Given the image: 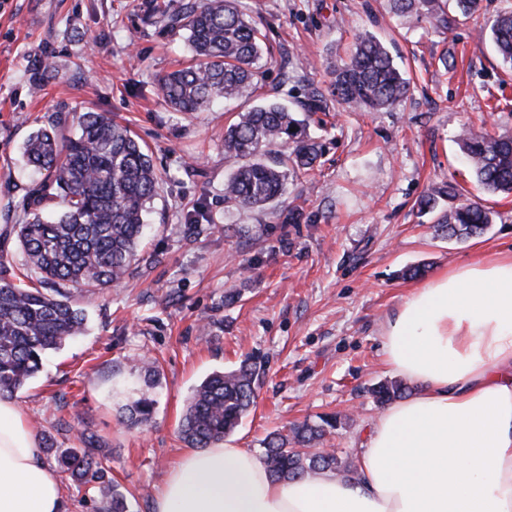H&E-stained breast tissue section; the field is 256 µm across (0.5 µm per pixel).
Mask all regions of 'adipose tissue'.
<instances>
[{"label":"adipose tissue","instance_id":"obj_1","mask_svg":"<svg viewBox=\"0 0 512 512\" xmlns=\"http://www.w3.org/2000/svg\"><path fill=\"white\" fill-rule=\"evenodd\" d=\"M385 362L417 385L386 406L357 474L276 480L248 448L187 450L154 512H512V254L415 288L382 330ZM0 512H69L18 404L0 398Z\"/></svg>","mask_w":512,"mask_h":512}]
</instances>
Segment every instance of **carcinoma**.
<instances>
[{
	"mask_svg": "<svg viewBox=\"0 0 512 512\" xmlns=\"http://www.w3.org/2000/svg\"><path fill=\"white\" fill-rule=\"evenodd\" d=\"M395 13L436 27H448L449 5L463 15L481 9L482 0H391ZM167 21L186 31L190 64L159 79V90L179 112H203L218 98L254 92L262 78L260 61L268 53L267 37L237 0H189ZM502 62L512 68V12L496 16L489 27ZM56 70L50 55L32 64L31 84ZM325 89L304 96L303 110L326 112L332 101L367 111L388 110L410 94V81L387 47L372 36H357L354 50L329 70ZM304 121L285 106L269 102L237 114L224 130V159L233 168L224 183V204L243 209L277 208L284 224H298L302 213L282 201L290 173H307L322 157V146L303 135ZM459 145L477 185L490 194L512 193V136L465 130ZM27 166L45 173L28 188L23 216L13 225L25 277L0 247V397L13 398L37 376L46 353L61 349L85 330L86 313L71 289L93 295L125 281L143 259L144 215L162 178L149 150L126 126L106 112H54L24 144ZM459 195L458 186L443 182L418 202L422 212ZM493 212L477 203L441 212L435 232L466 240L485 235ZM262 363L249 356L232 369L215 371L193 389L179 425L190 448H209L224 441L255 404ZM401 382L371 389L380 404L406 394ZM154 400L141 396L122 407L127 425L151 419ZM338 426L335 417L303 423L291 436L270 434L262 461L277 480H295L330 470L354 474L352 463L334 450L310 452ZM63 471L91 485L104 498L106 512H128L124 495L104 485L105 467L86 448H67L58 455Z\"/></svg>",
	"mask_w": 512,
	"mask_h": 512,
	"instance_id": "carcinoma-1",
	"label": "carcinoma"
}]
</instances>
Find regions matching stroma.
I'll return each instance as SVG.
<instances>
[{"label": "stroma", "mask_w": 512, "mask_h": 512, "mask_svg": "<svg viewBox=\"0 0 512 512\" xmlns=\"http://www.w3.org/2000/svg\"><path fill=\"white\" fill-rule=\"evenodd\" d=\"M144 2L0 0V227L20 215L36 178L24 143L54 112L111 113L164 175L143 242L158 264L85 301L86 332L49 353L16 396L48 466L93 435L129 512H153L185 451L178 426L192 389L247 355L264 362L265 380L229 446L259 453L274 430L336 415L328 447L356 454L382 410L370 388L395 377L383 324L424 280L512 250V195L483 192L458 145L466 129L512 134V68L481 36L512 0H484L480 14L446 30L398 17L389 0H241L270 44L260 87L192 114L158 92L159 77L188 60L184 33L146 18ZM358 34L389 49L411 80L408 98L383 112L334 104L309 118L323 155L288 181L301 223L226 206L225 126L267 100L298 109L304 86L325 87ZM44 54L58 69L34 94L31 64ZM443 181L494 212L489 233L466 242L435 233V214H420L417 201ZM197 209L202 231L192 236L187 216ZM416 265L423 277H403ZM150 360L160 369L154 387L139 375ZM143 395L157 402L150 424H122V406Z\"/></svg>", "instance_id": "stroma-1"}]
</instances>
